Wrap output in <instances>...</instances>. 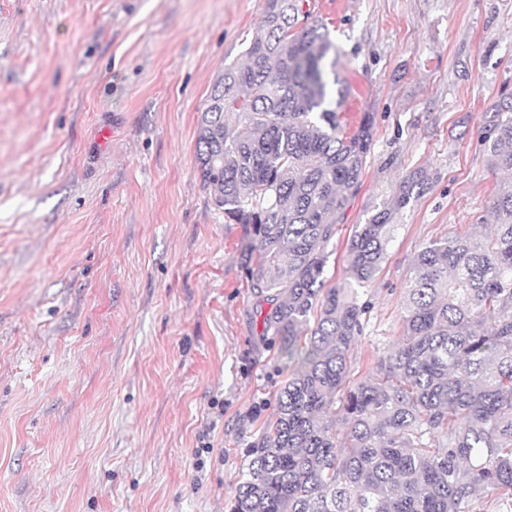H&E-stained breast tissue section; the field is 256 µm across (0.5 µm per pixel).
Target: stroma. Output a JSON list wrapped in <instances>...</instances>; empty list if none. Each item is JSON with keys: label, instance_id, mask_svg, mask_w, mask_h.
<instances>
[{"label": "stroma", "instance_id": "1", "mask_svg": "<svg viewBox=\"0 0 512 512\" xmlns=\"http://www.w3.org/2000/svg\"><path fill=\"white\" fill-rule=\"evenodd\" d=\"M373 116L330 248L409 170L353 374L404 334L420 247L487 233L479 135L512 93V0H309ZM265 0H0V512H227L286 379L245 279L247 232L197 172V116Z\"/></svg>", "mask_w": 512, "mask_h": 512}]
</instances>
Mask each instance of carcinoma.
Here are the masks:
<instances>
[{"instance_id":"obj_1","label":"carcinoma","mask_w":512,"mask_h":512,"mask_svg":"<svg viewBox=\"0 0 512 512\" xmlns=\"http://www.w3.org/2000/svg\"><path fill=\"white\" fill-rule=\"evenodd\" d=\"M306 2L266 0L245 62L224 66L198 115L201 184L225 223L248 230L262 335L288 368L228 512H471L479 488L512 503V178L491 201L494 234L419 249L404 336L351 379L370 308L361 295L429 177L410 171L355 226L342 278L324 287L373 132L366 114L343 133L327 81L336 47ZM480 142L491 168L512 175L511 94L487 108Z\"/></svg>"}]
</instances>
